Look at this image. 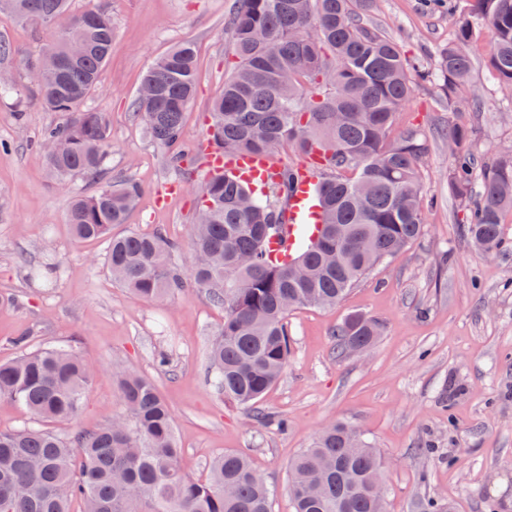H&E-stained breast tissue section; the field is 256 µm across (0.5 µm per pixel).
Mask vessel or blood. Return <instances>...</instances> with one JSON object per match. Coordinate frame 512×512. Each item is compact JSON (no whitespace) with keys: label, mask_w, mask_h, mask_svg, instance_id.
<instances>
[{"label":"vessel or blood","mask_w":512,"mask_h":512,"mask_svg":"<svg viewBox=\"0 0 512 512\" xmlns=\"http://www.w3.org/2000/svg\"><path fill=\"white\" fill-rule=\"evenodd\" d=\"M205 166L208 173L218 174L228 168L242 179L253 182L267 180L276 170L269 156L262 153H250L228 161L223 154L210 151L206 154ZM318 184L316 168L299 167L288 197V222L282 234L272 238V249L282 254L293 252L308 233L310 224L315 221L314 204Z\"/></svg>","instance_id":"b4317fda"}]
</instances>
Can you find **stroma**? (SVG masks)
<instances>
[{
	"label": "stroma",
	"instance_id": "35a3bbf8",
	"mask_svg": "<svg viewBox=\"0 0 512 512\" xmlns=\"http://www.w3.org/2000/svg\"><path fill=\"white\" fill-rule=\"evenodd\" d=\"M236 0H73V12L112 16V53L86 101L104 113L112 154L103 182L130 179L142 188L117 235L162 231L188 241L207 179L203 158L190 155L192 185L180 183L157 145L132 117L142 79L159 56L183 41L199 50L197 93L184 119V139L206 138L213 98L233 71L228 19ZM365 21L405 56L435 70L454 38L457 15L421 0H372ZM0 38L14 55L0 63L21 90L23 107L0 98V363L28 346H66L95 371L72 428L94 430L123 411L113 364L150 378L167 400L183 472L205 477L213 457L244 453L274 488L273 512H293L288 465L321 428L342 421L361 431L384 461L387 512H512V211L502 216L503 247L477 251L448 194L453 149L447 129L471 125L482 160H512V89L498 86L487 64L492 33L481 27L469 47L473 62L463 96L477 111L457 112L427 83L417 82L396 131L412 127L430 150L419 167L423 234L378 266L336 307L288 315L292 351L278 383L262 398L257 423L224 402L206 371L224 310L199 288H186L161 307L116 284L102 242L75 240L67 214L75 195L98 184L49 178L36 148L57 123L29 91L24 70L47 38L42 30L0 14ZM101 181V182H102ZM378 317L385 329L367 352L337 356L333 330L349 314ZM166 356L159 365L158 356ZM287 419L279 429L278 419Z\"/></svg>",
	"mask_w": 512,
	"mask_h": 512
}]
</instances>
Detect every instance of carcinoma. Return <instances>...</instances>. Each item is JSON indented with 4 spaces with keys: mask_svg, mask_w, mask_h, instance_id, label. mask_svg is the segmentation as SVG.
Masks as SVG:
<instances>
[{
    "mask_svg": "<svg viewBox=\"0 0 512 512\" xmlns=\"http://www.w3.org/2000/svg\"><path fill=\"white\" fill-rule=\"evenodd\" d=\"M71 0H0V12L43 26L70 11ZM492 30L489 69L512 89V0H471L455 38L438 59L437 79L456 111L476 100L458 96L471 71L467 46L478 22ZM234 71L212 102L207 147L227 156L289 143L323 159L317 205L320 223L292 254L271 253L269 240L285 223L283 183L251 189L230 174L211 176L199 211L206 223L190 227L191 269L171 262L182 242L162 233L112 234L126 222L142 193L129 179L77 195L68 213L79 241L102 240L112 280L133 295L165 304L192 284L224 308V323L207 355V373L224 401L263 422L258 406L288 367V313L339 303L375 266L416 241L424 200L418 167L429 151L418 130L392 135L409 99L413 77L425 81L398 46L355 18L353 0H237L229 20ZM112 50V18L103 11L73 16L25 64L27 73L47 55L57 69H40L34 96L60 121L40 143L48 174L58 181L98 179L112 143L101 112L82 105L94 92ZM197 52L183 42L153 63L144 80L159 86L153 99H137L133 118L181 167L184 112L193 99ZM473 129L454 124L448 142L454 166L448 193L480 249L502 248L501 214L512 210V162L486 167L481 185L466 149ZM382 334L371 315H349L336 328V351L368 348ZM94 369L71 348L24 350L0 363V401L42 421L79 415ZM122 415L93 431L0 430V509L4 512H272L273 491L249 459L234 451L217 456L204 480L181 467L172 411L157 386L136 372L116 371ZM383 473L380 453L348 425L332 422L291 462L294 512H385V496L371 474Z\"/></svg>",
    "mask_w": 512,
    "mask_h": 512,
    "instance_id": "1",
    "label": "carcinoma"
}]
</instances>
